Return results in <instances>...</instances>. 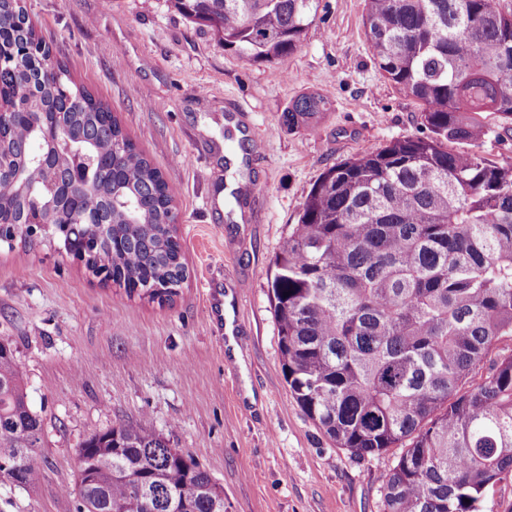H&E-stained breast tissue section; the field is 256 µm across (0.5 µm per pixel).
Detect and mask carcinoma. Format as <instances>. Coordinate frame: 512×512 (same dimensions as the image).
Instances as JSON below:
<instances>
[{"label": "carcinoma", "instance_id": "obj_1", "mask_svg": "<svg viewBox=\"0 0 512 512\" xmlns=\"http://www.w3.org/2000/svg\"><path fill=\"white\" fill-rule=\"evenodd\" d=\"M224 48L251 59L294 52L315 0H174ZM379 72L423 106L425 136L390 141L329 167L275 256L268 288L288 390L355 457L401 448L384 471L383 512H485L512 480V355L468 381L512 337V165L453 142L512 129V7L503 0H366ZM0 247L31 243L21 223L85 255L127 296L170 302L188 278L173 190L111 110L77 85L28 18L0 0ZM325 101L295 99L288 130L313 127ZM494 116L497 122L486 121ZM50 183L54 197L30 186ZM92 194L101 223L73 227ZM289 296H284V293ZM42 420L0 340V480L40 468ZM77 512H226L191 455L122 421L80 444ZM512 351V339L510 337L501 338L491 349L488 356L485 358L484 362L475 369V371L471 375V380L473 382L480 381L486 374L489 365L492 361L498 359L499 357L509 354Z\"/></svg>", "mask_w": 512, "mask_h": 512}]
</instances>
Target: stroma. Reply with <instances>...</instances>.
I'll list each match as a JSON object with an SVG mask.
<instances>
[{"instance_id":"obj_1","label":"stroma","mask_w":512,"mask_h":512,"mask_svg":"<svg viewBox=\"0 0 512 512\" xmlns=\"http://www.w3.org/2000/svg\"><path fill=\"white\" fill-rule=\"evenodd\" d=\"M25 2L71 77L112 108L174 188L189 278L158 304L99 282L49 243L0 249V339L43 420L41 468L23 487L0 481V512H76L80 443L126 420L193 456L223 488L227 512H381L378 477L392 453L351 456L304 414L284 381L268 292L272 262L323 171L427 133L420 103L374 66L365 0H316L300 46L273 60L226 50L171 0ZM306 94L327 109L314 131L288 130L281 116ZM228 98L244 106L255 138L254 224L232 220L201 148L209 139L234 151ZM228 281L239 286L238 367L224 359L223 320L206 311Z\"/></svg>"}]
</instances>
